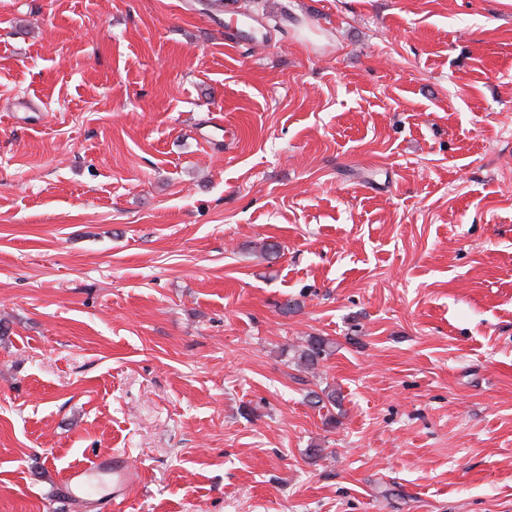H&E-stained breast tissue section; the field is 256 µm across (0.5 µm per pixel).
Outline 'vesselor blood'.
<instances>
[{
    "instance_id": "obj_1",
    "label": "vessel or blood",
    "mask_w": 512,
    "mask_h": 512,
    "mask_svg": "<svg viewBox=\"0 0 512 512\" xmlns=\"http://www.w3.org/2000/svg\"><path fill=\"white\" fill-rule=\"evenodd\" d=\"M98 479L106 485L107 498L118 505L125 503L138 485L136 469L124 455L115 453L74 466L66 477L64 492L75 501L92 504L90 491Z\"/></svg>"
}]
</instances>
